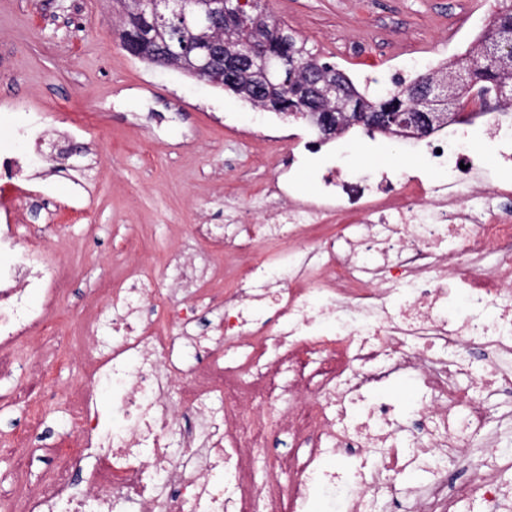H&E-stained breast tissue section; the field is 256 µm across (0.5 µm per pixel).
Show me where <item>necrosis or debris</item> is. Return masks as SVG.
Segmentation results:
<instances>
[{
  "label": "necrosis or debris",
  "instance_id": "obj_1",
  "mask_svg": "<svg viewBox=\"0 0 512 512\" xmlns=\"http://www.w3.org/2000/svg\"><path fill=\"white\" fill-rule=\"evenodd\" d=\"M420 154L416 174L357 169L291 134L287 164L261 186L274 207L194 227L217 252L251 251L233 287L178 298L174 254L162 277L101 282L83 327L87 384L25 512H312L319 499L376 512L379 497L397 510L411 471L427 476L414 512H512L502 451L467 453L485 398L512 393V255L489 272L475 264L512 243V120L435 129ZM315 156L318 188L299 193L292 169ZM21 172L17 155L0 156V360L37 388L18 444L57 390L52 368L15 352L36 331L67 349L50 316L72 283L39 229L18 232L8 195ZM325 224L335 232L310 244ZM201 307L221 312L203 338L191 330ZM400 376L417 383L418 413L389 394ZM100 387L111 413L94 405ZM281 436L287 448L272 452ZM452 466L469 479L449 483Z\"/></svg>",
  "mask_w": 512,
  "mask_h": 512
}]
</instances>
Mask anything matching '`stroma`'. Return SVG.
I'll use <instances>...</instances> for the list:
<instances>
[{
    "mask_svg": "<svg viewBox=\"0 0 512 512\" xmlns=\"http://www.w3.org/2000/svg\"><path fill=\"white\" fill-rule=\"evenodd\" d=\"M322 61L347 75L389 70L406 54L439 63L464 53L467 25L483 29L498 0H265ZM110 0H0V153L13 152L12 114L41 112L52 129L79 124V156L27 160L18 201L23 223L57 212L50 245L73 271L56 319L89 314L99 281L122 283L142 268L161 274L184 248L206 266V285L223 287L234 255L209 252L195 224L231 222L237 208L260 209L253 191L272 173L260 137L270 126L307 123L262 110L175 68L143 62L120 44ZM352 160L397 158L411 168L415 144L386 142L355 126L345 133ZM20 376L0 375V496L23 508L24 493L47 484L52 448L66 433L64 403L47 410L35 445L8 442L25 421Z\"/></svg>",
    "mask_w": 512,
    "mask_h": 512,
    "instance_id": "1",
    "label": "stroma"
}]
</instances>
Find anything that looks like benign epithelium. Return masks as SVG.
Instances as JSON below:
<instances>
[{"label":"benign epithelium","mask_w":512,"mask_h":512,"mask_svg":"<svg viewBox=\"0 0 512 512\" xmlns=\"http://www.w3.org/2000/svg\"><path fill=\"white\" fill-rule=\"evenodd\" d=\"M249 0H124V10L149 14L157 22L172 23L186 35L184 45L163 43L160 56L165 67H180L200 80H210L216 72L228 75L229 85L252 89L263 108L273 109L277 98L271 91L283 85L278 60L281 54L268 48L242 51L224 39V17L241 16ZM484 55L496 61L512 55V31H502L484 47ZM342 76L315 65L308 68L305 91L317 99L340 96ZM413 102L430 108L419 112L421 131L427 133L448 120L444 109L454 105L447 82L432 78L420 83ZM400 118L398 112H364L356 106L349 112L322 113L316 123L324 137H334L344 127H389Z\"/></svg>","instance_id":"benign-epithelium-1"}]
</instances>
